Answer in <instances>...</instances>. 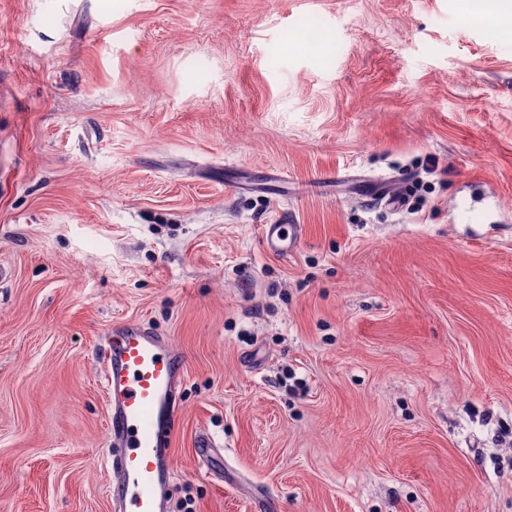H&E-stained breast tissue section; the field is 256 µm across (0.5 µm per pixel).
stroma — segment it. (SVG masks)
Returning <instances> with one entry per match:
<instances>
[{"instance_id":"35a3bbf8","label":"stroma","mask_w":512,"mask_h":512,"mask_svg":"<svg viewBox=\"0 0 512 512\" xmlns=\"http://www.w3.org/2000/svg\"><path fill=\"white\" fill-rule=\"evenodd\" d=\"M1 269L0 512H110L127 321L187 360L171 512H512V29L466 0H0ZM302 236L299 224H266L262 227V242L266 252L288 255L293 252ZM195 456L208 471L218 478L224 479V444L207 431L196 435Z\"/></svg>"}]
</instances>
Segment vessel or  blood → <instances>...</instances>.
<instances>
[{"instance_id": "obj_1", "label": "vessel or blood", "mask_w": 512, "mask_h": 512, "mask_svg": "<svg viewBox=\"0 0 512 512\" xmlns=\"http://www.w3.org/2000/svg\"><path fill=\"white\" fill-rule=\"evenodd\" d=\"M302 236L298 224H266V252L287 255ZM186 372L181 351L166 336L141 324H123L107 336L101 379L113 449L109 495L113 512H168L174 474L173 422ZM195 456L216 478L224 476V445L209 432L197 434Z\"/></svg>"}]
</instances>
